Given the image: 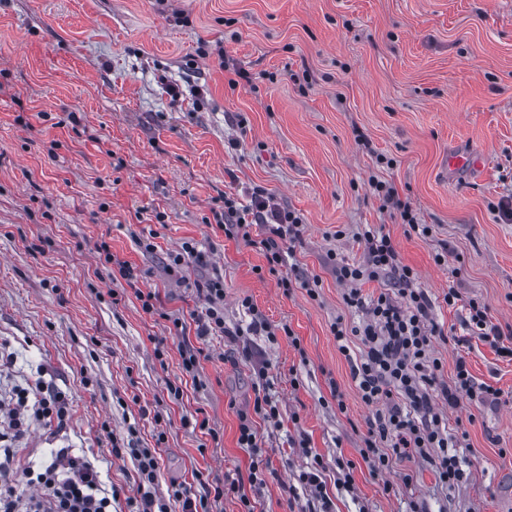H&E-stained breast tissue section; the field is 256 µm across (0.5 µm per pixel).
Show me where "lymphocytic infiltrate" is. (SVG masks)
<instances>
[{
	"label": "lymphocytic infiltrate",
	"instance_id": "f902f5d3",
	"mask_svg": "<svg viewBox=\"0 0 512 512\" xmlns=\"http://www.w3.org/2000/svg\"><path fill=\"white\" fill-rule=\"evenodd\" d=\"M212 216L225 237L247 242L258 239L272 274L286 261L283 242L299 239L303 228L299 215L275 203L258 186L253 187L249 204L228 196L221 208L213 209ZM358 237L365 246L363 262L337 263L335 272L337 280L348 286L345 303L364 309L366 318L351 328L336 322L332 333L346 354L351 351V341L360 342L362 350L352 361V378L361 400L378 408L364 440L362 457L377 472L388 467L390 456H416L432 466L442 483L458 485L467 478L457 453L459 430L450 427L447 418L436 411L434 400L442 398L453 409L464 398L481 404L497 402L501 391L476 382L462 357L456 361L451 382H443L442 364L432 355V339L441 332L432 317V299L415 288V274L400 262L390 235L364 229ZM382 278L391 281V288L364 299L361 284ZM444 301L466 310L463 328L467 335L499 342L500 353L512 356V347L502 344V333L491 324L484 304L463 298L453 289L445 294ZM254 413L268 421L279 415L266 383L254 386L252 413L240 415L238 443L251 458L249 479L223 482L215 487L216 496L230 492L242 497L246 485L260 483L267 460L250 419ZM384 442L389 445L385 451L380 448ZM26 475L36 490L28 500L27 512H111L112 499L101 490L97 470L73 456L70 449L54 450L51 462L41 472L30 469Z\"/></svg>",
	"mask_w": 512,
	"mask_h": 512
}]
</instances>
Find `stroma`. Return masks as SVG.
Masks as SVG:
<instances>
[{
	"label": "stroma",
	"mask_w": 512,
	"mask_h": 512,
	"mask_svg": "<svg viewBox=\"0 0 512 512\" xmlns=\"http://www.w3.org/2000/svg\"><path fill=\"white\" fill-rule=\"evenodd\" d=\"M237 69L249 78L229 86ZM458 154L481 168L450 167ZM374 177L411 201L431 237L382 209ZM256 186L302 217L287 273L319 275L317 298L284 290L259 246L206 224L224 196L244 202ZM509 198L512 0H0V403L48 388L68 409L60 428L26 413L11 443L16 496L28 499L25 469L56 448L118 489L112 512L139 497L135 463L112 456L115 444L156 449L149 490L162 500L175 482L197 495L247 478L238 414L262 373L280 412L254 421L264 483L245 503L209 501L210 512H302V433L326 463L332 512H512V360L478 337L458 346L462 312L443 301L458 289L512 332V222L498 213ZM366 224L390 235L436 298L444 378L462 356L476 382L502 392L446 412L466 430L458 487L417 458L375 473L361 456L376 409L331 326L364 318L333 266L362 260ZM151 230L148 253L138 240ZM103 241L138 279L109 275ZM186 241L211 255L180 283L167 258ZM207 279L224 284L228 333L202 339L207 302L194 284ZM140 291L155 292L154 314ZM246 298L291 336L249 331ZM186 346L208 354L193 377Z\"/></svg>",
	"instance_id": "obj_1"
}]
</instances>
